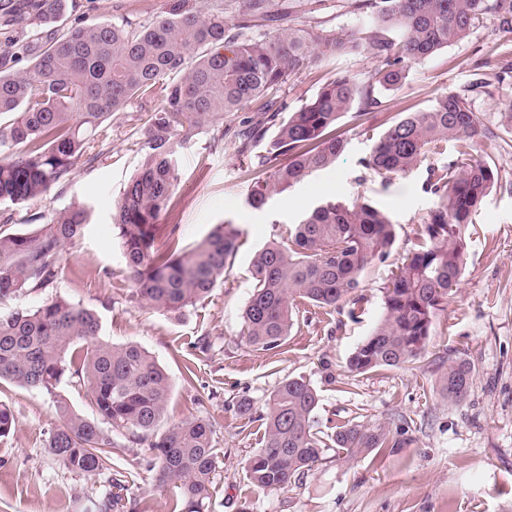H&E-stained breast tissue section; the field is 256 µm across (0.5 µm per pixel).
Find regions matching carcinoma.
<instances>
[{
	"mask_svg": "<svg viewBox=\"0 0 512 512\" xmlns=\"http://www.w3.org/2000/svg\"><path fill=\"white\" fill-rule=\"evenodd\" d=\"M22 53L0 52V203L25 205L70 176L104 132L107 117L134 99L156 107L144 122L147 152L116 204L128 279L139 300L180 313L205 299L224 278L239 248V231L218 225L194 247L171 239L155 245L154 226L173 207L179 178L177 140L188 141L210 123L277 93L295 71L326 56L364 52L378 62L368 80L345 72L327 81L297 111L271 98L267 124L242 132L254 142L273 131L268 155L253 170L247 204L259 209L310 174L336 165L346 148L340 120L382 104L380 93L401 84L411 64L464 40L484 19L496 17L512 31V0H351L373 14L364 30L316 34L307 15L326 0H206L184 10L171 0L149 25L94 22L63 32L64 0H48ZM276 27L269 37L257 32ZM27 59L22 70L13 65ZM480 95L512 121V76L480 75L459 92L437 96L423 110L404 112L375 140L362 166L389 181L405 177L453 145L456 158L427 169L436 203L421 219L417 243L383 287V312L350 357L348 371L362 374L419 361L438 312L444 310L465 265V230L471 216L499 183L488 154L498 136L475 107ZM484 146L476 158L475 145ZM25 234H0V304L61 278L60 254L85 226V212L64 210L34 217ZM395 224L384 209L360 198L328 201L288 230V243L271 241L252 261L254 286L242 311L247 345L272 350L294 326L297 301L336 307L361 285L365 270L385 262L395 243ZM96 313L55 297L34 308L0 314V381L48 395L61 424L47 448L69 470L112 472L118 432L153 452L155 482L178 490L170 512H202L218 468L215 427L203 416L164 422L171 386L162 367L134 344L99 338ZM471 366L448 363L438 379L450 401L467 399ZM85 388L97 418L74 411L58 391L63 379ZM319 398L303 377H286L265 400L264 444L247 462L252 483L284 490L322 461L328 448L355 461L376 448H402L405 429L347 422L323 436L313 429ZM15 417L0 404V438Z\"/></svg>",
	"mask_w": 512,
	"mask_h": 512,
	"instance_id": "obj_1",
	"label": "carcinoma"
}]
</instances>
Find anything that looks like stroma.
Listing matches in <instances>:
<instances>
[{
  "label": "stroma",
  "instance_id": "35a3bbf8",
  "mask_svg": "<svg viewBox=\"0 0 512 512\" xmlns=\"http://www.w3.org/2000/svg\"><path fill=\"white\" fill-rule=\"evenodd\" d=\"M169 0H72L67 25L128 19L147 23ZM512 35L494 18L470 35L412 64L407 79L385 92L383 107L362 119L340 123L347 146L335 167L317 171L254 209L246 200L249 172L266 143L240 151L234 134L265 119L258 103L225 115L177 147L179 179L175 206L156 227L157 245L176 236L190 247L217 225L231 223L241 245L211 295L179 314L149 308L132 295L112 212L125 183L140 168L146 149L139 129L146 106L135 100L105 121L94 161H79L73 173L46 196L24 206L0 205V232L28 233L30 217L68 208L87 211L81 238L60 256L63 277L53 287L21 297L35 306L61 296L94 310L100 337L141 346L164 369L171 384L165 419L173 423L205 416L215 425L219 456L205 512H512V147L493 156L500 181L472 216L466 232V264L456 292L437 315L426 356L400 368L362 375L348 361L383 312V287L413 245L419 220L436 202L427 169L383 183L361 166L374 133L399 113L429 107L436 96L467 85L474 73H495L512 64ZM374 61L362 53L340 54L289 77L278 102L297 110L339 72L366 77ZM365 197L391 214L396 241L385 263L368 268L350 302L321 308L298 304L297 321L274 350L246 345L241 312L252 293V258L268 241L324 200ZM468 360L473 383L467 399L448 401L437 388L450 361ZM306 377L316 388L315 426L329 431L348 421L400 424L409 442L383 448L349 463L327 451L313 471L288 489L255 487L246 462L263 445L264 425L235 413L247 397L263 405L283 378ZM0 402L15 415L12 435L0 439V512H169L176 492L157 486L147 446L113 439L116 470L128 473L121 488L106 475L67 469L46 447L60 423L51 399L36 390L0 384Z\"/></svg>",
  "mask_w": 512,
  "mask_h": 512
}]
</instances>
